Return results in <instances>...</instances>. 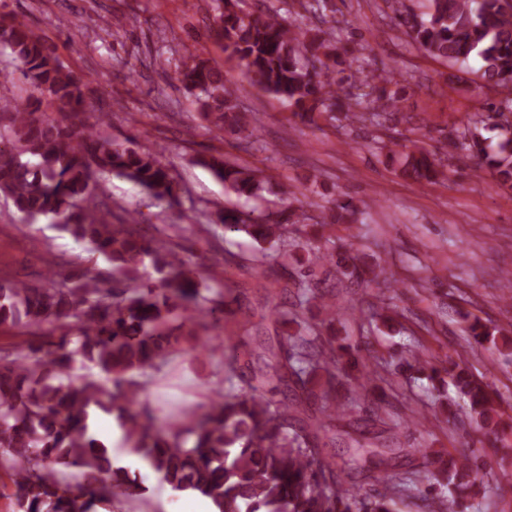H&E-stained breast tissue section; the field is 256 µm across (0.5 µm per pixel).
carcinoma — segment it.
I'll return each mask as SVG.
<instances>
[{
  "label": "carcinoma",
  "instance_id": "obj_1",
  "mask_svg": "<svg viewBox=\"0 0 512 512\" xmlns=\"http://www.w3.org/2000/svg\"><path fill=\"white\" fill-rule=\"evenodd\" d=\"M214 23L227 59L253 84L282 98L311 123L332 108L352 123L364 121L365 102L396 112L400 99L391 80L366 72L365 51L343 57L322 29L326 0H300L316 19L311 27H288L280 7L244 12L243 0H213ZM398 25L429 57L461 68L476 59L480 87L498 101L475 115L458 147L500 187L512 189V0H427L426 11H398ZM0 49L9 53L29 86L25 97H0V195L26 220L48 218L76 242L104 256L113 275L53 271L38 283L0 278V329L26 339L0 348V473L14 486V512H97L118 498L135 499L137 479L112 461V449L89 432L92 406L114 413L123 442L163 483L211 500L218 512H395L388 493L371 497L353 481L386 480L392 446L376 431L385 398L344 405L339 396L366 389L376 370L357 347L336 346V308L317 267L336 268L359 285L379 274L358 264L348 247L330 241L307 257L288 252L284 231L304 207L303 188L288 183L287 207L278 219L262 212L229 211L217 221L244 231L259 245L283 244L282 266L296 265L292 284L268 317L282 330L266 340L252 314L243 312L251 346L239 382L224 379L208 405L178 409L165 429L143 417L148 374L175 354L213 355L218 347L200 330L223 317L212 289L181 256L180 227L150 230L112 211L98 192L104 174L125 176L159 200L177 195L178 184L156 150L133 134L117 143L109 120L89 121L81 78L23 18L0 16ZM172 79L196 91L202 118L226 138L254 144L256 126L241 111L224 72L203 62L185 63ZM497 131L496 139L481 130ZM198 163L240 197L259 199L265 178L259 168L231 165L210 156ZM446 164L433 155L408 153L403 173L421 183L445 177ZM357 206L338 200L315 222L313 236L332 224H350ZM317 302L325 310L315 331L282 302ZM477 343H496L501 330L478 318L467 320ZM463 399L468 416L496 441L512 432L487 378L459 362L442 370ZM435 370V373L442 372ZM426 494L442 502L438 475L457 499L480 492L491 463L460 451L443 459L427 455Z\"/></svg>",
  "mask_w": 512,
  "mask_h": 512
}]
</instances>
